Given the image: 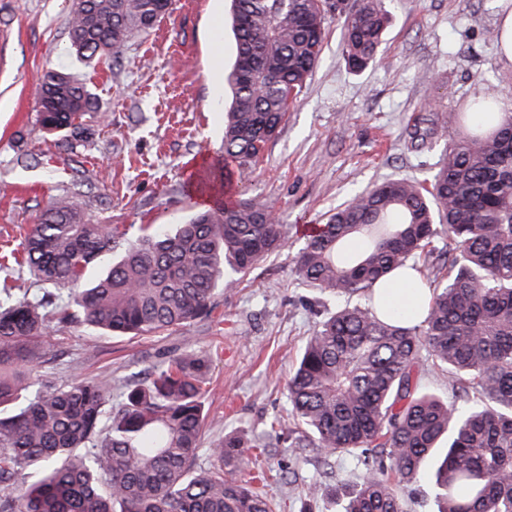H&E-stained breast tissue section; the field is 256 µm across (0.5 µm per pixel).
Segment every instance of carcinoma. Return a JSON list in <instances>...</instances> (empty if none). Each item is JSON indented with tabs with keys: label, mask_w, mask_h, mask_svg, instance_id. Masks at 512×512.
<instances>
[{
	"label": "carcinoma",
	"mask_w": 512,
	"mask_h": 512,
	"mask_svg": "<svg viewBox=\"0 0 512 512\" xmlns=\"http://www.w3.org/2000/svg\"><path fill=\"white\" fill-rule=\"evenodd\" d=\"M169 0H74L71 48L116 59L133 33H148ZM331 0H232L235 57L227 75L224 183L218 199L171 230L147 225L134 239L95 224L68 195L41 212L21 242L48 303L26 288L0 297V512H277L243 472L246 445L227 434L200 455L202 388L209 359L185 349L146 382L112 395L90 379L32 390L41 338L84 326L159 336L211 312L219 285L233 287L286 244L272 211L230 192L278 132L322 53ZM347 67L378 61L390 16L383 0H349L335 15ZM53 112L45 136L86 140L95 98L76 77L47 71ZM500 96L474 97L458 131L414 124V147L443 141L446 158L427 183L390 178L354 195L308 237L298 278L341 301L307 337L287 383L288 447L359 452L365 473L341 492L342 512H404L402 487L431 473L440 512H512V113ZM112 259L108 273L83 283ZM446 273L425 283L419 263ZM428 288L424 316L375 301V283L399 270ZM448 374L452 402L422 386L424 362Z\"/></svg>",
	"instance_id": "obj_1"
}]
</instances>
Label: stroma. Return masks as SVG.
I'll return each instance as SVG.
<instances>
[{
    "instance_id": "obj_1",
    "label": "stroma",
    "mask_w": 512,
    "mask_h": 512,
    "mask_svg": "<svg viewBox=\"0 0 512 512\" xmlns=\"http://www.w3.org/2000/svg\"><path fill=\"white\" fill-rule=\"evenodd\" d=\"M73 0H0V283L40 294L15 259L24 233L55 198L72 197L86 217L138 234L146 224H180L212 204L210 170L223 163L225 76L234 58L231 0H172L149 33L117 62L95 64L68 49ZM392 22L379 61L360 73L345 64L336 20L288 118L261 161L236 180L234 195L272 210L288 229L279 252L260 261L210 316L161 336H113L83 326L46 338L37 386L89 377L113 389L192 347L211 361L203 398V447L235 433L248 467L271 470L279 512H300L310 481L357 483L356 456L292 448L271 437L286 415L285 384L307 336L335 312L336 298L303 284L294 260L310 226L356 193L386 179L431 178L444 144L411 149L421 112L442 121L475 95L512 97V65L491 35L500 0H385ZM50 69L82 78L97 122L84 147L42 138L36 125L41 78Z\"/></svg>"
}]
</instances>
